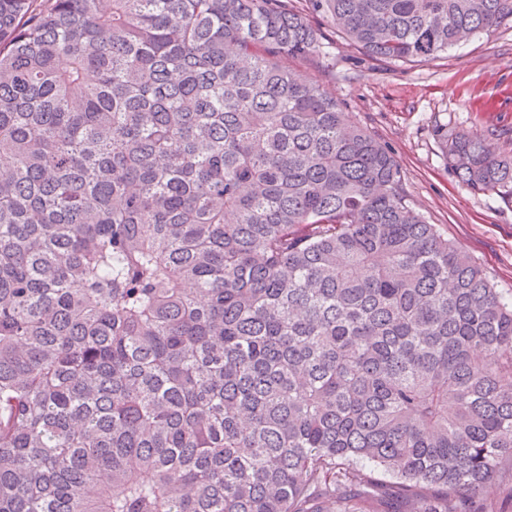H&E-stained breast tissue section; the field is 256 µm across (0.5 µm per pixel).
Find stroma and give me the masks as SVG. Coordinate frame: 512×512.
<instances>
[{"label":"stroma","instance_id":"1","mask_svg":"<svg viewBox=\"0 0 512 512\" xmlns=\"http://www.w3.org/2000/svg\"><path fill=\"white\" fill-rule=\"evenodd\" d=\"M320 33L328 65L311 73L351 119L393 155L410 206L469 253L503 296L512 295V203L462 184L445 158L438 128L490 135L512 151V27L478 35L440 58L410 64L375 61L349 46L310 0H285Z\"/></svg>","mask_w":512,"mask_h":512}]
</instances>
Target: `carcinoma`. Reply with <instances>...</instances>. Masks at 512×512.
Returning <instances> with one entry per match:
<instances>
[{
	"label": "carcinoma",
	"instance_id": "1",
	"mask_svg": "<svg viewBox=\"0 0 512 512\" xmlns=\"http://www.w3.org/2000/svg\"><path fill=\"white\" fill-rule=\"evenodd\" d=\"M427 62L512 0H312ZM276 0H0V512H500L512 299ZM512 197V154L441 132Z\"/></svg>",
	"mask_w": 512,
	"mask_h": 512
}]
</instances>
